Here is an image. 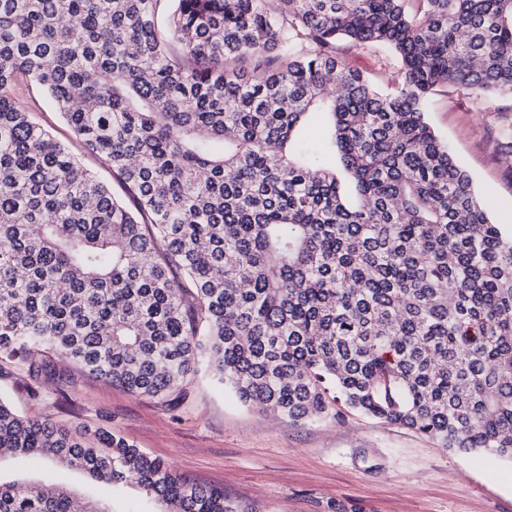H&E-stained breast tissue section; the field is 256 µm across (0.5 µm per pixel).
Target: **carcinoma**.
<instances>
[{
	"label": "carcinoma",
	"mask_w": 512,
	"mask_h": 512,
	"mask_svg": "<svg viewBox=\"0 0 512 512\" xmlns=\"http://www.w3.org/2000/svg\"><path fill=\"white\" fill-rule=\"evenodd\" d=\"M338 41L390 51L396 87ZM450 85L512 101V0H0V359L37 377L51 352L148 396L203 374L293 422L335 393L512 460V234L425 118ZM312 113L325 135L301 143ZM4 455L168 512H260L0 400ZM0 512L112 510L0 483ZM24 99L34 112L35 119L40 124L47 128L61 142L67 144L70 150L79 157L88 169L95 172L102 180L111 185L114 192L120 193L119 186L116 181L112 180V172L105 162L85 148L44 96L36 95V97L30 98L25 93Z\"/></svg>",
	"instance_id": "cac0c4a2"
}]
</instances>
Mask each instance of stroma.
<instances>
[{"label":"stroma","instance_id":"35a3bbf8","mask_svg":"<svg viewBox=\"0 0 512 512\" xmlns=\"http://www.w3.org/2000/svg\"><path fill=\"white\" fill-rule=\"evenodd\" d=\"M35 119L102 180L105 162L75 137L44 96ZM496 97L450 87L427 119L451 147L495 223L512 233V112ZM0 396L18 413L69 428L120 432L173 473L261 512H512V462L461 454L423 434L336 402L334 416L292 422L242 404L198 375L166 398L135 395L52 358L46 374L0 359ZM1 483L64 485L111 512H166L137 486L109 488L83 471L21 456L0 457Z\"/></svg>","mask_w":512,"mask_h":512}]
</instances>
